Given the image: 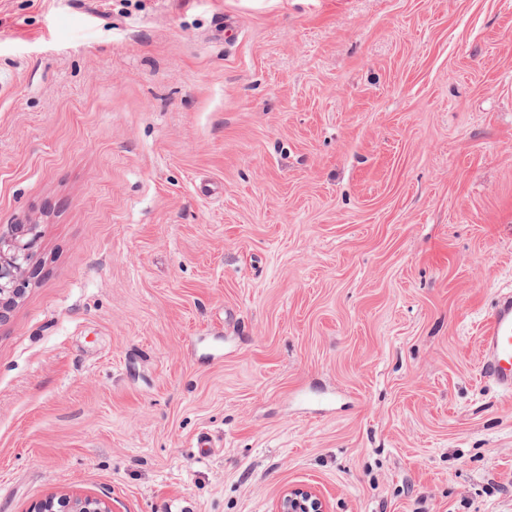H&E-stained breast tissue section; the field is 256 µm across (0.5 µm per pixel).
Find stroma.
Instances as JSON below:
<instances>
[{"instance_id":"1","label":"stroma","mask_w":512,"mask_h":512,"mask_svg":"<svg viewBox=\"0 0 512 512\" xmlns=\"http://www.w3.org/2000/svg\"><path fill=\"white\" fill-rule=\"evenodd\" d=\"M0 68V512H512V0H0ZM0 225V321L22 298L36 269L30 260L39 240L35 223ZM482 371L501 391L512 394V296L498 301L480 336ZM275 512H328L324 497L315 488L296 486L279 497ZM30 512H112L102 498L90 495H49Z\"/></svg>"}]
</instances>
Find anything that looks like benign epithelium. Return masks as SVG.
I'll use <instances>...</instances> for the list:
<instances>
[{
  "label": "benign epithelium",
  "instance_id": "1",
  "mask_svg": "<svg viewBox=\"0 0 512 512\" xmlns=\"http://www.w3.org/2000/svg\"><path fill=\"white\" fill-rule=\"evenodd\" d=\"M39 240L37 224L0 225V319L14 309L22 298L36 269L30 260ZM31 512H112L109 504L90 495H49ZM275 512H328L324 497L309 486L285 490L279 497Z\"/></svg>",
  "mask_w": 512,
  "mask_h": 512
}]
</instances>
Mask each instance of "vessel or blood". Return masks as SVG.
I'll list each match as a JSON object with an SVG mask.
<instances>
[{"instance_id": "b4317fda", "label": "vessel or blood", "mask_w": 512, "mask_h": 512, "mask_svg": "<svg viewBox=\"0 0 512 512\" xmlns=\"http://www.w3.org/2000/svg\"><path fill=\"white\" fill-rule=\"evenodd\" d=\"M482 371L501 391L512 394V296L498 301L480 337Z\"/></svg>"}]
</instances>
